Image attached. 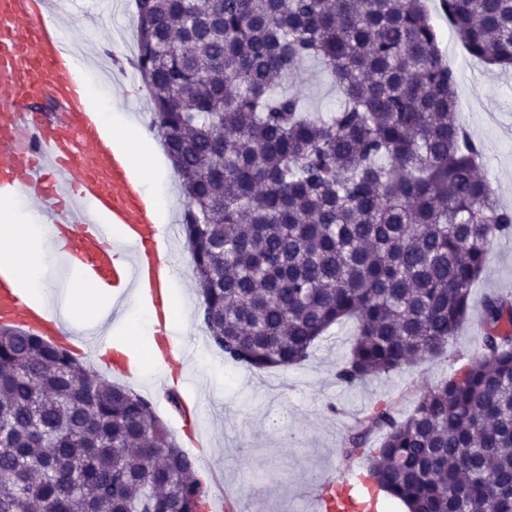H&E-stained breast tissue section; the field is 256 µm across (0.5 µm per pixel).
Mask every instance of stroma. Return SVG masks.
<instances>
[{"label":"stroma","instance_id":"1","mask_svg":"<svg viewBox=\"0 0 512 512\" xmlns=\"http://www.w3.org/2000/svg\"><path fill=\"white\" fill-rule=\"evenodd\" d=\"M112 2L110 11L92 10L87 0L66 2L60 16L70 39L92 48L102 46L106 30L114 31L112 59L120 79L98 89L109 101H135L133 117L146 128L151 122L148 90L133 65L132 42L120 38L121 31L136 28L135 0ZM426 6L440 30L442 57L457 74L458 97L469 104L458 120L485 149L482 176L500 205L512 209V73H500L466 52L448 30L441 0H426ZM294 82L311 110L335 108L336 88L317 64H309ZM502 289L512 290V236L490 250L472 288L469 313L441 355L351 388L337 379L353 342L355 326L350 322L333 326L304 363L253 371L225 363L218 349H206L198 318H191L181 341L182 350L199 357L190 367L168 344L153 348L152 325L140 320L130 335L116 342L136 346L148 369L166 361L168 370L156 388L134 373L110 370L107 354L90 352L81 335L72 332L63 341L102 379L127 386L151 402L176 443L198 458L206 500L216 512H225L230 501L236 512H289L302 507L315 475L342 467L340 448L354 417L383 400L406 414L431 386L468 362L476 349L483 299Z\"/></svg>","mask_w":512,"mask_h":512}]
</instances>
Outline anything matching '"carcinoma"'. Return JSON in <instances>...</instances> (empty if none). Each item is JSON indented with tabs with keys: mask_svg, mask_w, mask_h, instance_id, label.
I'll use <instances>...</instances> for the list:
<instances>
[{
	"mask_svg": "<svg viewBox=\"0 0 512 512\" xmlns=\"http://www.w3.org/2000/svg\"><path fill=\"white\" fill-rule=\"evenodd\" d=\"M473 57L512 70V0H442ZM135 66L185 197L201 320L224 361L307 360L353 320L352 386L441 354L512 210L457 120V75L422 0H136ZM308 61L336 109L288 80ZM479 352L402 417L355 419L409 512H512V297L483 301ZM199 461L134 390L0 325V512H201Z\"/></svg>",
	"mask_w": 512,
	"mask_h": 512,
	"instance_id": "cac0c4a2",
	"label": "carcinoma"
}]
</instances>
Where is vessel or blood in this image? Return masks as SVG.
<instances>
[{
	"label": "vessel or blood",
	"mask_w": 512,
	"mask_h": 512,
	"mask_svg": "<svg viewBox=\"0 0 512 512\" xmlns=\"http://www.w3.org/2000/svg\"><path fill=\"white\" fill-rule=\"evenodd\" d=\"M56 0H0V198H31L57 230L68 262L85 280L159 290L167 264L156 223L112 138L78 106L68 58L104 73L111 59L63 38ZM51 96L55 109L31 118ZM0 321L58 336V322L24 301L0 268ZM311 512H377L378 497L359 471L318 479Z\"/></svg>",
	"instance_id": "1"
}]
</instances>
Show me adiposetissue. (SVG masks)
Masks as SVG:
<instances>
[{
  "label": "adipose tissue",
  "instance_id": "obj_1",
  "mask_svg": "<svg viewBox=\"0 0 512 512\" xmlns=\"http://www.w3.org/2000/svg\"><path fill=\"white\" fill-rule=\"evenodd\" d=\"M76 76L83 89L82 105L97 113L114 136L118 150L130 152L138 148L144 185L159 219H167L171 200L165 185V163L157 160L152 144L144 138L134 119L119 106L106 107L94 77L84 66H77ZM62 270L58 285L43 279L46 262ZM0 265L15 275L25 295L37 303L49 317L67 326L83 328L102 323L110 314L111 290L75 278L69 272L67 259L54 239L52 225L46 224L39 210L20 199L0 203Z\"/></svg>",
  "mask_w": 512,
  "mask_h": 512
}]
</instances>
